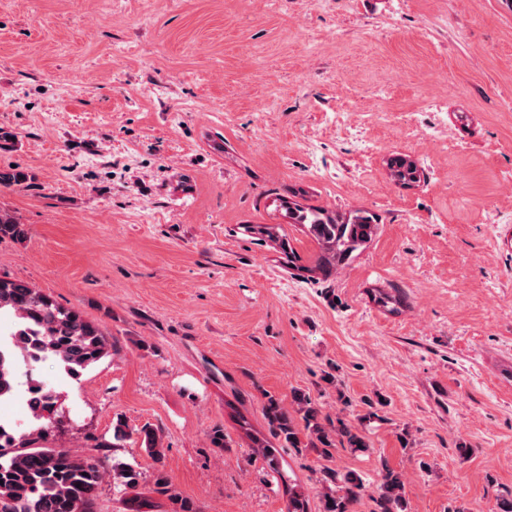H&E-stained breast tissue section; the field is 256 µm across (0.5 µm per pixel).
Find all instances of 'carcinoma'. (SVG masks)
<instances>
[{
    "instance_id": "carcinoma-1",
    "label": "carcinoma",
    "mask_w": 512,
    "mask_h": 512,
    "mask_svg": "<svg viewBox=\"0 0 512 512\" xmlns=\"http://www.w3.org/2000/svg\"><path fill=\"white\" fill-rule=\"evenodd\" d=\"M393 181L403 186L425 177L423 167L401 155L389 158ZM288 224L316 243L319 254L312 267L301 264V256L290 247L280 224H249L247 232L277 244L288 254V262L299 269L328 276L344 268L372 240L378 218L371 211L357 208L333 212L321 207H304L290 202L282 205ZM0 235L21 239L25 229L0 212ZM8 314L14 327L7 341H0V401L11 399L17 392L21 365L33 366L46 358H54L63 372L77 379L108 355V339L101 327L84 319L49 295L21 281L0 278V315ZM28 387L36 394L31 412L38 425L30 432L17 435L0 424V512H97V500L106 481L130 493L137 490L141 472L132 464L107 468L104 461L75 448L48 447L41 441L63 426L56 404V391L46 384L29 379ZM294 401L301 422L280 409L275 399L268 400L267 418L276 434L290 448L304 447L303 438L315 439L322 447L333 446V436L346 440L349 447L367 451L370 445L359 432L345 423L336 429L322 422L311 397L295 394ZM137 435L148 456L158 464L153 472V491L172 504L171 512H199L189 500L180 497L161 466L164 448L160 435L148 426L135 431L118 420L113 424L112 447ZM319 483L324 488V512H350L351 504L364 491L361 477L352 472L341 474L327 469ZM403 475L382 463L380 481L370 493L374 512H405ZM287 512H307V496L294 484L285 489Z\"/></svg>"
}]
</instances>
